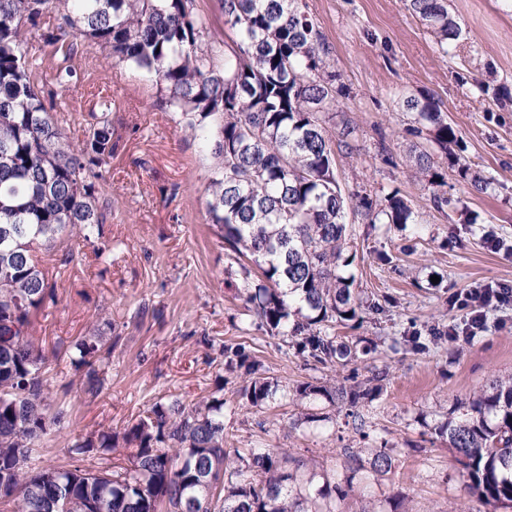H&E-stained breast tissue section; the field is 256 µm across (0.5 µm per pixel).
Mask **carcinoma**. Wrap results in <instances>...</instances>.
Returning a JSON list of instances; mask_svg holds the SVG:
<instances>
[{
	"label": "carcinoma",
	"instance_id": "carcinoma-1",
	"mask_svg": "<svg viewBox=\"0 0 512 512\" xmlns=\"http://www.w3.org/2000/svg\"><path fill=\"white\" fill-rule=\"evenodd\" d=\"M227 43L210 37V18L195 0H0V507L3 512H332L355 492L363 471L395 470L388 444L345 448L341 474L315 486L317 461L267 448L243 455L224 448V399L191 406L158 400L123 428L101 425L75 437V460L101 468H44L32 453L64 415L48 400L52 361L33 323L54 298L57 271L39 264L36 248L70 241L111 252L104 224L112 215L103 169L119 147L111 100L101 98L84 138L64 134L56 88L77 77L73 59L94 45L163 85L215 165L205 186L209 222L244 274L247 310L268 331L291 339L306 362L349 364L371 346L336 342V323L379 302L343 275L352 262L349 216L368 224H422L399 192L381 198L350 192L336 175V153L358 152L355 128L339 115L343 86L325 35L299 0H218ZM445 56H456L463 29L448 0H408ZM52 48L53 86L38 85L44 57L27 33ZM396 106L426 131L430 148L413 147L410 168L428 179L433 206L448 205L435 156L485 193L492 179L472 169L462 139L430 93L410 92ZM334 123L337 132L328 129ZM456 337L410 336L425 351ZM112 337L96 329L70 344L84 388L104 387ZM224 371L240 378L237 394L254 408L277 384L242 344L226 345ZM384 369L327 385L300 383L294 397H321L364 431L383 390ZM461 465L469 493L490 512L512 509V377L457 403L439 430Z\"/></svg>",
	"mask_w": 512,
	"mask_h": 512
}]
</instances>
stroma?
Wrapping results in <instances>:
<instances>
[{
  "label": "stroma",
  "instance_id": "obj_1",
  "mask_svg": "<svg viewBox=\"0 0 512 512\" xmlns=\"http://www.w3.org/2000/svg\"><path fill=\"white\" fill-rule=\"evenodd\" d=\"M321 27L349 94L341 98L356 129L359 152L337 157L336 174L352 191L378 195L400 190L423 223L398 229L352 218L355 260L348 271L358 288L384 310L362 323L336 326L337 341L374 343L375 353L357 366H307L282 337L247 316L242 279L231 272V252L208 221L204 185L213 160L189 136L180 114L165 103L159 84L137 68L98 49L93 62L74 60L85 81L60 90L57 101L71 114L65 132L80 139L98 94L118 100L112 123L122 136L105 192L112 199L110 261L92 246L72 245L73 260L57 281L55 298L35 325L47 349L56 350L50 374L53 403L67 416L40 441V466L68 465L74 437L104 424L122 428L159 399L184 404L221 392L224 446L248 453L284 448L311 457L327 472L339 470L344 448L360 440L344 417L328 416L319 398H284L257 409L238 405V379L225 375L224 346L247 345L265 374L281 386L315 385L358 371L387 368L388 380L370 422L397 453L398 467L364 495L337 502L338 512H367L389 496L407 497L414 512H479L464 494L458 465L435 433L457 401L495 378L512 374V308L490 310L487 330L471 340L431 349L405 350L402 337L460 325L453 300L471 285H512V0H449L465 37L456 57L440 54L407 6V0H303ZM431 92L459 130L464 154L491 177L488 193L474 192L448 169L447 192L476 214L465 224L451 211L435 210L426 180L408 175L406 159L422 135L393 102L406 91ZM386 155H379V148ZM504 247L491 250L486 233ZM111 320L117 341L102 391L86 392L67 349L76 337ZM306 413L318 414L303 422Z\"/></svg>",
  "mask_w": 512,
  "mask_h": 512
}]
</instances>
